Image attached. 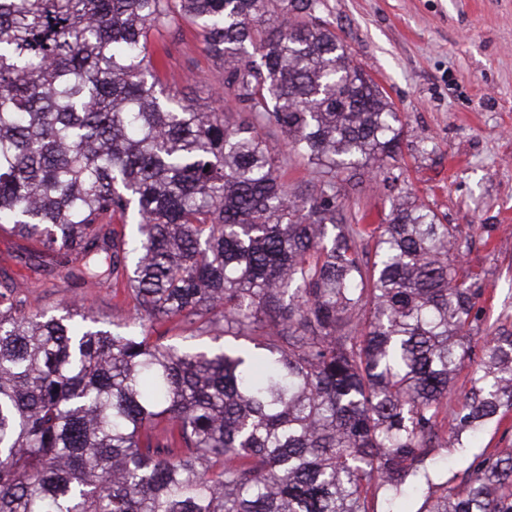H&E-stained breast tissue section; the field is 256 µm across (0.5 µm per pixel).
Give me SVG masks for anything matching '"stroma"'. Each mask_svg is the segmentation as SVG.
I'll use <instances>...</instances> for the list:
<instances>
[{
	"mask_svg": "<svg viewBox=\"0 0 512 512\" xmlns=\"http://www.w3.org/2000/svg\"><path fill=\"white\" fill-rule=\"evenodd\" d=\"M319 14L403 119L393 166L399 189L457 225L458 277L479 276L469 356L448 402L449 413H457L484 357L485 336L512 332V0H322ZM169 48L168 85L194 98L218 88L221 73L193 28L184 27ZM341 193L371 222L397 198L370 180L342 186ZM22 245L0 232V282L28 283L32 307L53 309L80 293L101 320L128 315L129 306L115 304L108 286L81 290L25 264ZM453 427L445 422L438 440L449 485L467 483L485 457L512 452V410L468 448L453 443Z\"/></svg>",
	"mask_w": 512,
	"mask_h": 512,
	"instance_id": "stroma-1",
	"label": "stroma"
}]
</instances>
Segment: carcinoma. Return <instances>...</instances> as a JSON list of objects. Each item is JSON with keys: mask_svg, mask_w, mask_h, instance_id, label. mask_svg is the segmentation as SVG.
Wrapping results in <instances>:
<instances>
[{"mask_svg": "<svg viewBox=\"0 0 512 512\" xmlns=\"http://www.w3.org/2000/svg\"><path fill=\"white\" fill-rule=\"evenodd\" d=\"M320 2L0 0V231L136 301L106 324L0 287V512H512V454L456 487L433 454L478 276L426 205L364 224L340 200L397 184L403 122ZM183 23L211 102L163 80L152 38ZM503 408L506 332L453 436Z\"/></svg>", "mask_w": 512, "mask_h": 512, "instance_id": "cac0c4a2", "label": "carcinoma"}]
</instances>
